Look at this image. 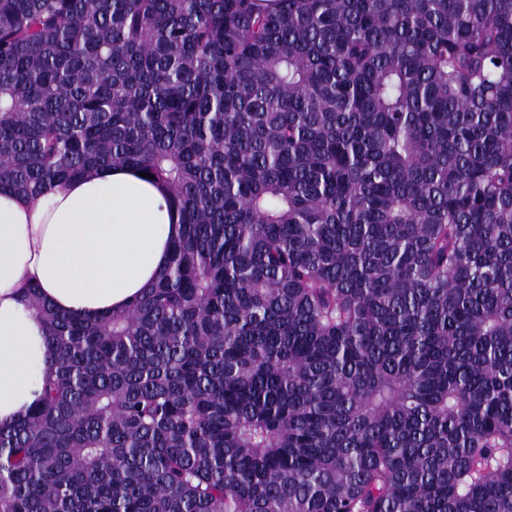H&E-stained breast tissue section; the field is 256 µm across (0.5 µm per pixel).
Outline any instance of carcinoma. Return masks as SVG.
<instances>
[{
	"instance_id": "obj_1",
	"label": "carcinoma",
	"mask_w": 512,
	"mask_h": 512,
	"mask_svg": "<svg viewBox=\"0 0 512 512\" xmlns=\"http://www.w3.org/2000/svg\"><path fill=\"white\" fill-rule=\"evenodd\" d=\"M180 230L54 368L0 512H512V0H0V192Z\"/></svg>"
}]
</instances>
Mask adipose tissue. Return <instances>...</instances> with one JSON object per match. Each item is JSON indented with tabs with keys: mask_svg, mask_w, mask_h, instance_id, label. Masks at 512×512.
<instances>
[{
	"mask_svg": "<svg viewBox=\"0 0 512 512\" xmlns=\"http://www.w3.org/2000/svg\"><path fill=\"white\" fill-rule=\"evenodd\" d=\"M168 189L104 167L31 198L0 193V428L29 413L51 366L44 322L21 300L35 284L79 315L128 308L166 266L179 232Z\"/></svg>",
	"mask_w": 512,
	"mask_h": 512,
	"instance_id": "adipose-tissue-1",
	"label": "adipose tissue"
}]
</instances>
